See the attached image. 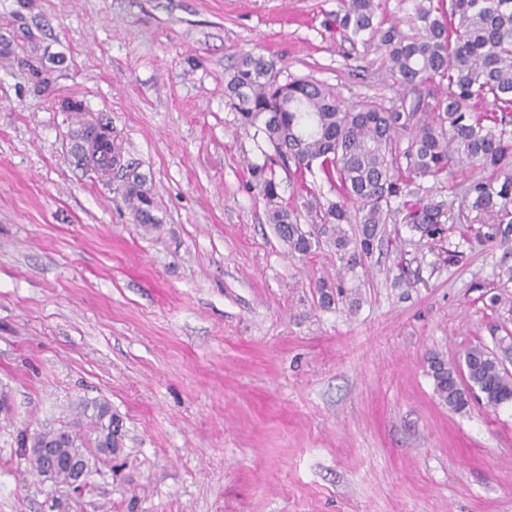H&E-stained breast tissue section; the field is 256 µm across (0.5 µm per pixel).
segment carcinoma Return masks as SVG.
Masks as SVG:
<instances>
[{
  "label": "carcinoma",
  "instance_id": "1",
  "mask_svg": "<svg viewBox=\"0 0 512 512\" xmlns=\"http://www.w3.org/2000/svg\"><path fill=\"white\" fill-rule=\"evenodd\" d=\"M379 8V0H339L334 22L348 40L384 48L389 77L403 93L398 102L345 106L323 82L279 81L276 62L261 55H242L225 80L235 121L254 129L297 182L302 202L284 205L274 166L247 164L250 186L267 201L276 234L302 254L322 238L336 248L342 273L332 286L320 283L325 307L337 298L356 299L345 276L363 265L385 225L399 219L433 240L453 223L451 205L421 194L419 178L442 183L457 167L478 165L484 175L471 180L462 197L477 214L494 218L487 238L512 239V0H415L412 35L376 20ZM96 128L93 137L84 129L86 164L103 181L120 179L135 221L158 228L143 176L123 162L112 129ZM315 165L336 199L322 200L308 187L306 173ZM303 209L314 215L313 232L301 226ZM429 367L437 395L453 412L466 410L476 396L494 411L512 402V372L485 345L467 348L461 368L437 356ZM58 423L22 437L38 475L45 461L36 448H54L55 478L64 482L76 450L91 475L124 447L122 420L105 401L82 399L74 418Z\"/></svg>",
  "mask_w": 512,
  "mask_h": 512
}]
</instances>
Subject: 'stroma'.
I'll use <instances>...</instances> for the list:
<instances>
[{"mask_svg":"<svg viewBox=\"0 0 512 512\" xmlns=\"http://www.w3.org/2000/svg\"><path fill=\"white\" fill-rule=\"evenodd\" d=\"M337 8L0 0V512H512V405L452 412L428 363L512 346V242L402 230L347 279L358 302L325 308L335 250L290 252L249 186L265 156L224 96L241 54L346 106L401 95ZM83 115L110 121L159 230L86 165ZM479 174L420 184L476 230L459 188ZM84 397L126 438L78 493L18 434Z\"/></svg>","mask_w":512,"mask_h":512,"instance_id":"stroma-1","label":"stroma"}]
</instances>
